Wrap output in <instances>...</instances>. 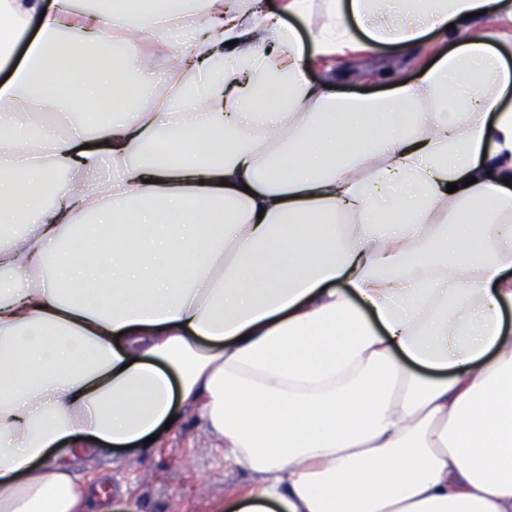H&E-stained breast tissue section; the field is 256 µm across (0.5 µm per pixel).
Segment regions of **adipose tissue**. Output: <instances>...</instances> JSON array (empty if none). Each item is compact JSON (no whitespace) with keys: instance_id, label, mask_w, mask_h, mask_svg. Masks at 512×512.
<instances>
[{"instance_id":"ef3b65f1","label":"adipose tissue","mask_w":512,"mask_h":512,"mask_svg":"<svg viewBox=\"0 0 512 512\" xmlns=\"http://www.w3.org/2000/svg\"><path fill=\"white\" fill-rule=\"evenodd\" d=\"M186 3L0 0V512H84L57 449L185 410L224 512H512V0ZM432 35L386 93L309 78Z\"/></svg>"}]
</instances>
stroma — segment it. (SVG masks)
<instances>
[{
  "label": "stroma",
  "instance_id": "obj_1",
  "mask_svg": "<svg viewBox=\"0 0 512 512\" xmlns=\"http://www.w3.org/2000/svg\"><path fill=\"white\" fill-rule=\"evenodd\" d=\"M446 46V41L432 38L405 59L366 52L321 59L313 64L310 78L318 83L342 72L346 78L338 92L378 94L386 89L378 70H391L401 81L413 80ZM58 457L84 490L89 512H113L116 504L133 512H217L225 490L247 478L244 471L225 466L223 442L193 411L184 412L153 447L62 449Z\"/></svg>",
  "mask_w": 512,
  "mask_h": 512
}]
</instances>
